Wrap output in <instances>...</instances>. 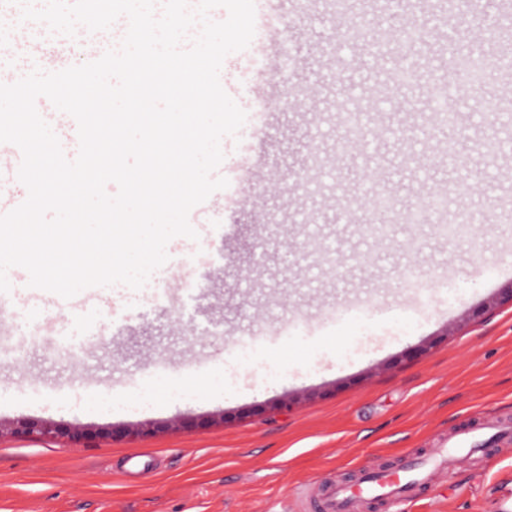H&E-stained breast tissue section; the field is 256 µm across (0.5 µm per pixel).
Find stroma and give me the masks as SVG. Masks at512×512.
<instances>
[{
	"label": "stroma",
	"mask_w": 512,
	"mask_h": 512,
	"mask_svg": "<svg viewBox=\"0 0 512 512\" xmlns=\"http://www.w3.org/2000/svg\"><path fill=\"white\" fill-rule=\"evenodd\" d=\"M282 3L286 28L268 41L287 40L298 64L281 74L269 60L276 81L257 89L274 108L259 189L241 193L230 210L223 191L212 193L197 239L167 245L169 259L154 273L167 299L116 284L93 300L79 293L62 305L55 293H35L25 269L8 270L14 290L0 337H8L11 355L0 357V424L36 419L96 436L82 448L62 436H0V512H307L303 490L355 483L364 468L419 462L461 425L512 428V304L491 305L487 288L503 287L495 272L512 265V253L495 246L512 239V222L499 207L512 200V146L488 162L477 152L479 142L499 135L485 98L512 107V78L502 77L486 43L490 18L467 16L462 32L443 37L419 8L424 43L408 55L391 16L355 9L343 23L323 0ZM351 24L385 29V67L375 66L365 42L347 40ZM453 46L489 57L485 84L468 88L450 74L443 51ZM400 62L415 71L413 90L387 80ZM438 81L464 115L457 129L463 147L452 157L443 149L447 134L423 106ZM343 101L369 115L365 139L351 146L336 112ZM313 150L337 181L292 198L288 188L307 174ZM375 183L391 192L396 217L381 242L364 233ZM458 186L469 193L475 239L441 238L437 213L410 222L421 193ZM206 242L224 254L221 273L187 263ZM448 266L453 293L432 290L404 302L417 281ZM188 276L202 286L186 303L181 280ZM352 298L369 303L371 318L331 329L327 317ZM458 302L464 310L445 317ZM123 317L129 329L119 335L113 323ZM294 317L310 324L308 338L276 341ZM254 331L268 336L264 349L249 362L233 361L231 342ZM63 333L94 336L81 365L53 348ZM415 347L421 353L414 357ZM151 357L172 369L155 376V407L139 410L133 402ZM199 360L205 369L196 368ZM219 373L227 392L216 398ZM92 379L108 394V407H83ZM289 397L294 405L280 407ZM173 421L180 429L141 440L103 434L117 424ZM375 512H512V453L486 434L475 453L434 477L420 501L380 499Z\"/></svg>",
	"instance_id": "stroma-1"
}]
</instances>
